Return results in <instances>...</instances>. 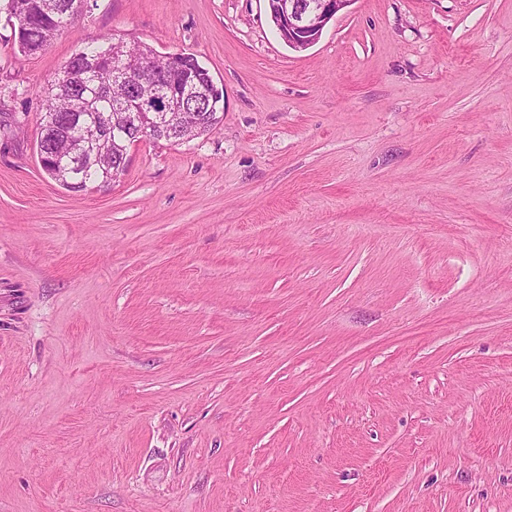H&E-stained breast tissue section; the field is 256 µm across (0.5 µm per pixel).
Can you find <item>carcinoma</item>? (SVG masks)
<instances>
[{
    "label": "carcinoma",
    "instance_id": "obj_1",
    "mask_svg": "<svg viewBox=\"0 0 512 512\" xmlns=\"http://www.w3.org/2000/svg\"><path fill=\"white\" fill-rule=\"evenodd\" d=\"M72 0H7V17L15 19L14 40L19 51L36 54L42 51L59 31L70 25L69 13ZM115 38L103 36L94 48H86L80 54H72L65 62L80 74L88 75L87 80L71 83L69 89L58 92L50 86L43 103L44 114L40 124L39 142L46 145L47 159L43 172L63 188L79 192L89 185L105 184L126 172L123 154L128 146L138 140L133 130L117 135L116 140L105 145L108 161L98 163L90 155L81 157L61 155L57 152L56 138L62 133H75L88 122H97L103 134L112 135V116L117 112L115 99L109 93L112 87L116 58L112 56ZM127 47L139 54L144 65L162 69L166 66L165 56L145 44L129 43ZM182 61L181 66L169 69L158 78L147 92L176 90L186 95L185 108L203 112L198 103L199 90L205 88L211 78L209 70L189 53H175Z\"/></svg>",
    "mask_w": 512,
    "mask_h": 512
}]
</instances>
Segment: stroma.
I'll use <instances>...</instances> for the list:
<instances>
[{
    "mask_svg": "<svg viewBox=\"0 0 512 512\" xmlns=\"http://www.w3.org/2000/svg\"><path fill=\"white\" fill-rule=\"evenodd\" d=\"M112 34L224 115L71 192L43 99ZM0 512H512V0L1 13ZM8 20L14 18V40L20 52L42 51L59 31L70 25L69 13L75 21L83 1L75 0H6ZM73 2L71 7V2ZM76 3V5L74 4ZM267 1L281 39L295 51H303L318 41L327 23L353 0H304L303 8L295 6L300 0Z\"/></svg>",
    "mask_w": 512,
    "mask_h": 512,
    "instance_id": "35a3bbf8",
    "label": "stroma"
}]
</instances>
